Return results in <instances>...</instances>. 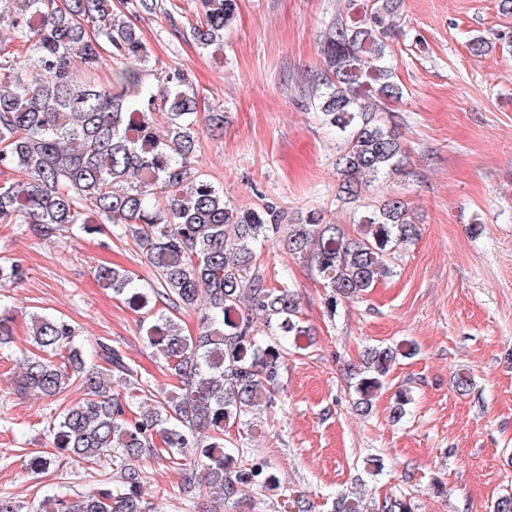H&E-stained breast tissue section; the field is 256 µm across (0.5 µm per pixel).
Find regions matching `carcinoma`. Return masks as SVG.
<instances>
[{"label": "carcinoma", "mask_w": 512, "mask_h": 512, "mask_svg": "<svg viewBox=\"0 0 512 512\" xmlns=\"http://www.w3.org/2000/svg\"><path fill=\"white\" fill-rule=\"evenodd\" d=\"M369 2L362 19L339 16L327 26L308 102L342 134L337 196L365 209L351 236L317 212L285 224L272 206L239 210L199 171L194 87L184 71L151 64L134 23L168 14L166 0H0V175L11 173L0 180V224H31L50 239L90 231L91 213L115 237L133 241L154 271L151 286L107 265L95 276L139 314L147 344L174 379L165 387L142 381L120 349L99 341L85 352L68 320L32 314V349L17 391L59 402L69 388L82 390L85 398L66 403L45 436L75 462L112 470L107 487L58 492L41 501L44 512H151L145 458L183 472L203 469L197 499L223 505L247 486L278 489L285 512H310L307 499L229 430L261 411L276 413L289 354L313 345L297 293L285 277L268 284L258 246L305 262L328 288L332 317L339 304L365 298L393 275L395 255L419 235L404 198L367 195L372 183L407 174L404 147L386 117L403 94L389 62L401 0ZM238 8V0H200L189 38L223 55ZM107 60L116 68L102 86L97 72ZM187 310L200 314L194 336L181 325ZM414 351L411 341L367 350L360 411H370L372 393L398 357ZM86 354L105 366L85 369ZM117 382L124 392L112 391ZM57 464L48 451L30 459L40 473ZM330 512L415 508L409 494L367 505L340 495Z\"/></svg>", "instance_id": "cac0c4a2"}]
</instances>
